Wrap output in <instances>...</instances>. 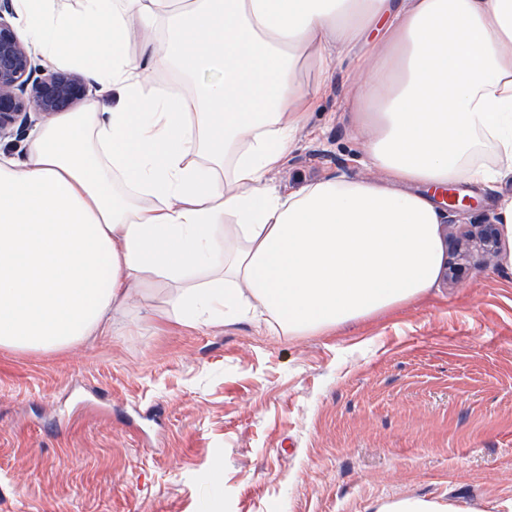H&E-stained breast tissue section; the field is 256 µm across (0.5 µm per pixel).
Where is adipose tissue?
I'll use <instances>...</instances> for the list:
<instances>
[{
    "label": "adipose tissue",
    "mask_w": 512,
    "mask_h": 512,
    "mask_svg": "<svg viewBox=\"0 0 512 512\" xmlns=\"http://www.w3.org/2000/svg\"><path fill=\"white\" fill-rule=\"evenodd\" d=\"M14 3L32 53L93 94L0 160V348L111 335L161 287L181 325L359 322L436 288L433 190L512 171V0ZM344 51L352 128L384 178L270 187ZM170 68L212 77L188 97L158 86Z\"/></svg>",
    "instance_id": "adipose-tissue-1"
}]
</instances>
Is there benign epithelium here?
I'll return each instance as SVG.
<instances>
[{
  "label": "benign epithelium",
  "instance_id": "benign-epithelium-1",
  "mask_svg": "<svg viewBox=\"0 0 512 512\" xmlns=\"http://www.w3.org/2000/svg\"><path fill=\"white\" fill-rule=\"evenodd\" d=\"M7 14H12L11 0H0V139L22 134L32 111L48 119L74 109L87 97L80 75L38 68ZM463 237L480 249L482 257L499 252L500 225L494 222L465 229Z\"/></svg>",
  "mask_w": 512,
  "mask_h": 512
}]
</instances>
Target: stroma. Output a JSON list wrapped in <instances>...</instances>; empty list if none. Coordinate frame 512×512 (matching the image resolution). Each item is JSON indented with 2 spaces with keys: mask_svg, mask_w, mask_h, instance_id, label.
<instances>
[{
  "mask_svg": "<svg viewBox=\"0 0 512 512\" xmlns=\"http://www.w3.org/2000/svg\"><path fill=\"white\" fill-rule=\"evenodd\" d=\"M349 59L271 174L376 177L349 118ZM512 174L474 192L482 224ZM159 296L64 351L0 349V512H378L405 498L512 512V267L376 318L290 336L191 328Z\"/></svg>",
  "mask_w": 512,
  "mask_h": 512,
  "instance_id": "1",
  "label": "stroma"
}]
</instances>
